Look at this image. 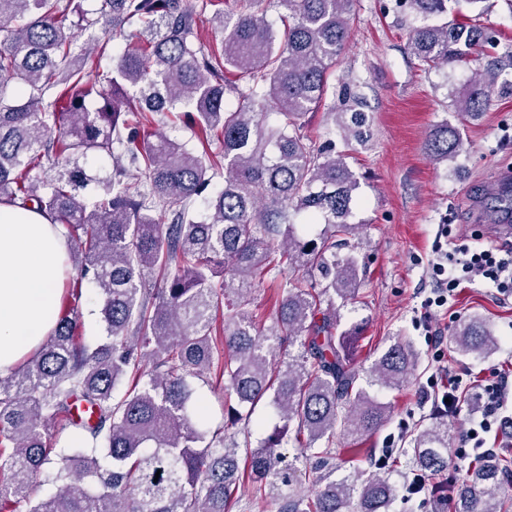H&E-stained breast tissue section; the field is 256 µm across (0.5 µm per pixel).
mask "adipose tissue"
<instances>
[{
    "label": "adipose tissue",
    "instance_id": "obj_1",
    "mask_svg": "<svg viewBox=\"0 0 512 512\" xmlns=\"http://www.w3.org/2000/svg\"><path fill=\"white\" fill-rule=\"evenodd\" d=\"M65 257L66 244L47 216L0 203V374L55 327Z\"/></svg>",
    "mask_w": 512,
    "mask_h": 512
}]
</instances>
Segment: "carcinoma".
<instances>
[{
    "label": "carcinoma",
    "instance_id": "cac0c4a2",
    "mask_svg": "<svg viewBox=\"0 0 512 512\" xmlns=\"http://www.w3.org/2000/svg\"><path fill=\"white\" fill-rule=\"evenodd\" d=\"M356 0H277L288 24L274 30L236 0L223 13L220 44L203 45L191 0H103L90 19L80 0H0V203L28 205L75 241L67 266L77 272L54 330L37 352L0 375V512L20 500L28 512H229L238 487L279 512H387L397 487L385 474L358 483L332 478L336 431L358 442L388 419L389 407L356 386L353 330L337 333L336 299L355 297L364 275L353 255L336 249L360 225L348 222L357 178L347 155L328 140L315 147L304 117L325 100L330 69L347 47ZM449 0H395L423 18L448 15ZM139 24L119 61L100 69L105 45L75 54L74 31L97 23ZM493 45L478 24L452 19L410 31L409 53L427 69L448 68ZM246 86L226 103L225 72ZM491 69L475 71L455 111L476 120L507 92ZM274 104L282 123H266ZM177 112L202 143L220 136L224 184L212 187L216 163L163 133L149 140L148 115ZM337 114L343 140L371 136L360 102L346 86ZM114 173L89 176L88 151L112 153ZM425 150L436 164L464 150L448 124L433 127ZM170 209L168 224L151 215ZM305 213L325 229L309 237L291 216ZM224 279L212 281L216 267ZM288 268L276 316L260 323L249 309L255 280ZM158 271L162 286L147 287ZM96 283L109 341L79 338L82 281ZM225 307L224 334L214 328ZM498 340L480 316L459 323L458 354L490 353ZM418 354L391 344L369 368L368 385L399 389L416 374ZM224 382L237 421L262 401L282 427L258 448L249 430L201 429L203 401L193 380ZM131 380L123 394L118 385ZM93 418L71 417L75 402ZM79 426L108 464L81 447L56 450L51 422ZM300 457L315 459L314 496L301 493L303 470L277 452L290 429ZM417 470L448 469V424L417 431L404 449ZM46 475L54 494L31 501ZM512 465L489 454L465 480L441 490L444 512H508Z\"/></svg>",
    "mask_w": 512,
    "mask_h": 512
}]
</instances>
